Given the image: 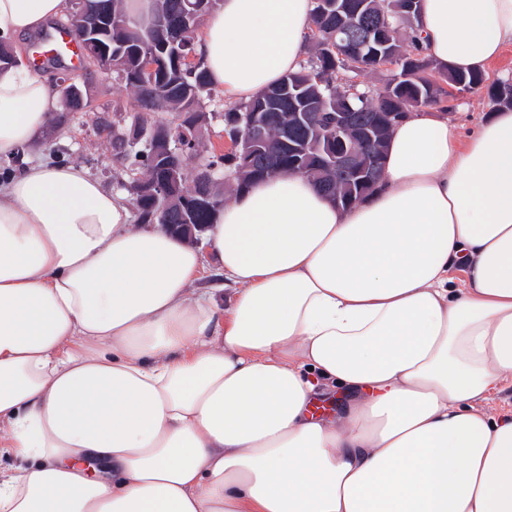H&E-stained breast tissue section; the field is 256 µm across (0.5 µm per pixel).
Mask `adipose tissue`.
Listing matches in <instances>:
<instances>
[{"instance_id": "obj_1", "label": "adipose tissue", "mask_w": 512, "mask_h": 512, "mask_svg": "<svg viewBox=\"0 0 512 512\" xmlns=\"http://www.w3.org/2000/svg\"><path fill=\"white\" fill-rule=\"evenodd\" d=\"M63 0H0V35ZM311 0H222L196 54L225 99L300 68ZM437 63L487 72L512 0H419ZM62 88L0 69V157ZM82 167L0 181V512H512V108L470 134L392 128L376 190L342 209L301 174L237 192L194 247L132 229ZM213 256L227 287L191 292ZM461 267V279L451 271ZM332 418L311 404L330 388Z\"/></svg>"}]
</instances>
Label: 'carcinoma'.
Listing matches in <instances>:
<instances>
[{"instance_id": "cac0c4a2", "label": "carcinoma", "mask_w": 512, "mask_h": 512, "mask_svg": "<svg viewBox=\"0 0 512 512\" xmlns=\"http://www.w3.org/2000/svg\"><path fill=\"white\" fill-rule=\"evenodd\" d=\"M98 9L108 13L127 16L125 0H89ZM193 0H153L151 12H161L164 25L156 30L143 28L128 22L126 28H112V48L116 52L114 74L125 83L131 93L130 124L126 131L119 132L110 122L94 115L97 134L106 137L112 148V157L122 167L135 175L132 179L136 221L139 224H208L214 210L224 205V188L215 180L218 174L234 173L229 188L239 191L264 178L295 173V166L288 156L283 139L292 142L301 138L298 130L286 127V117L294 111V102L304 98L314 121H319L326 112L338 108L356 114L360 123L380 119L389 112L419 111L426 107L441 106L445 90L442 84H454L459 90H470L485 82L482 74L463 75L449 69L431 67L430 59L418 49L416 40L410 48L404 47L400 37L398 19L389 17L390 47L401 60V69L408 70L413 77L401 79L384 92H373L358 81L365 73L377 70L381 60L376 57V47L366 42L362 17L374 11L366 6L358 13L344 14L346 23L352 27L353 41L347 44L351 59L346 64H336V53L324 51L322 45L336 32L340 19L334 15L313 13L315 29L309 33L310 55L301 68L285 75L281 81L268 88L252 100L236 104L225 112L229 125L228 135L234 151L228 154L211 152L195 163L192 183H187L185 163L178 166V178L171 182L166 198L167 219L160 220V205L149 192V186L163 179L164 163L169 159L165 144H155L144 137L138 142L130 139L134 130L147 131L156 123L165 124L171 135L181 139L188 135L198 139V132L205 121L203 93L209 86L208 76L201 63L190 67L178 61L168 44L179 41L187 51H195L196 28L190 18ZM154 49L156 68L147 75L141 70L143 44ZM266 112L270 116L265 138L259 145L260 159L245 164L239 153L244 151L247 133L246 114ZM318 148L308 146L307 176L331 197L343 198L341 206H351L368 194L378 184L382 169L372 184L359 189L351 188L340 172H330L318 163ZM210 192L217 203L208 209L199 208L189 215L180 211L182 200L194 193Z\"/></svg>"}]
</instances>
